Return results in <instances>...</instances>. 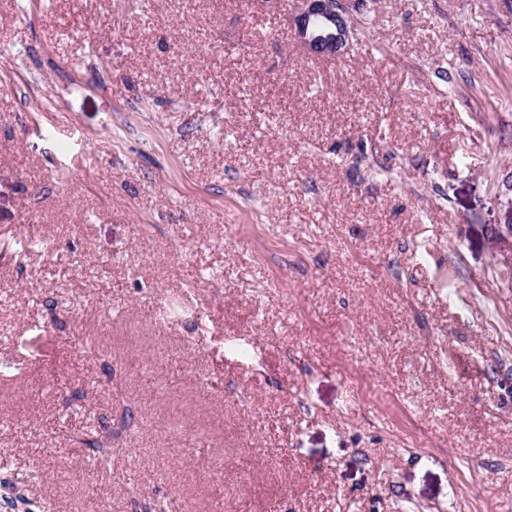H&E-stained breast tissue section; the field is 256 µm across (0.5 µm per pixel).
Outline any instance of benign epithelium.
Here are the masks:
<instances>
[{"label":"benign epithelium","mask_w":512,"mask_h":512,"mask_svg":"<svg viewBox=\"0 0 512 512\" xmlns=\"http://www.w3.org/2000/svg\"><path fill=\"white\" fill-rule=\"evenodd\" d=\"M365 0H294L301 45L317 56L332 57L355 37L360 4Z\"/></svg>","instance_id":"benign-epithelium-1"}]
</instances>
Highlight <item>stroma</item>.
<instances>
[{
  "label": "stroma",
  "instance_id": "35a3bbf8",
  "mask_svg": "<svg viewBox=\"0 0 512 512\" xmlns=\"http://www.w3.org/2000/svg\"><path fill=\"white\" fill-rule=\"evenodd\" d=\"M367 9L0 0L15 512H512V0ZM365 0H294L301 45L317 56L332 57L347 49L355 37L360 3ZM332 19L336 32L317 34L321 20Z\"/></svg>",
  "mask_w": 512,
  "mask_h": 512
}]
</instances>
